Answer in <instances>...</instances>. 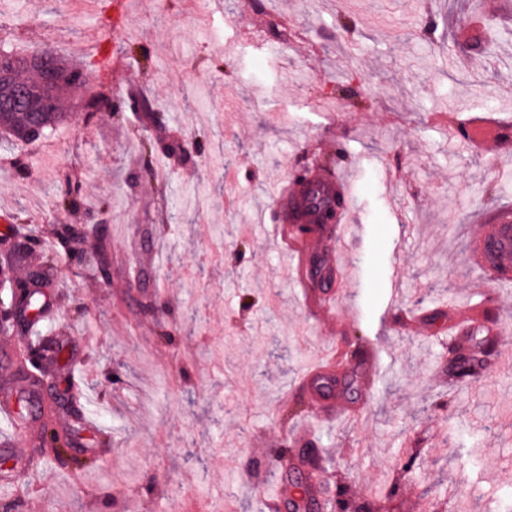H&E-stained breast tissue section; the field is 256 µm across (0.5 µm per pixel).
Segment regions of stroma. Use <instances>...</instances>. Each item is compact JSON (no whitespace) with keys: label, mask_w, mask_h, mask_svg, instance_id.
Wrapping results in <instances>:
<instances>
[{"label":"stroma","mask_w":512,"mask_h":512,"mask_svg":"<svg viewBox=\"0 0 512 512\" xmlns=\"http://www.w3.org/2000/svg\"><path fill=\"white\" fill-rule=\"evenodd\" d=\"M24 0L0 8V40L21 56L52 51L88 84L69 92L52 134L0 159V211L26 221L28 265L51 225L97 227L86 259L48 270L69 360L18 373L25 347L0 334V389L24 393V445L0 423V503L14 512H268L273 448L312 433L319 481L388 512H501L512 501V368L470 388L444 376L449 309L484 303L512 337V283L468 256L494 212L512 209V149L474 152L448 128L462 110L512 118V0ZM147 93L162 125L130 114L115 86ZM112 100L98 111L93 100ZM335 109H326L327 101ZM223 132L224 152L210 151ZM197 144L190 162L139 164L143 136ZM343 176L354 201L336 236L351 275L326 316L313 314L282 244L272 190L302 171ZM89 207H55L69 182ZM225 242L215 257L217 242ZM106 244L110 280L91 259ZM148 261L129 282L125 260ZM420 323L403 327L398 310ZM378 351L370 393L344 389L330 348ZM76 374L86 417L108 453L86 468L24 465L44 415L75 431L52 387ZM417 449L403 475L399 448Z\"/></svg>","instance_id":"stroma-1"}]
</instances>
